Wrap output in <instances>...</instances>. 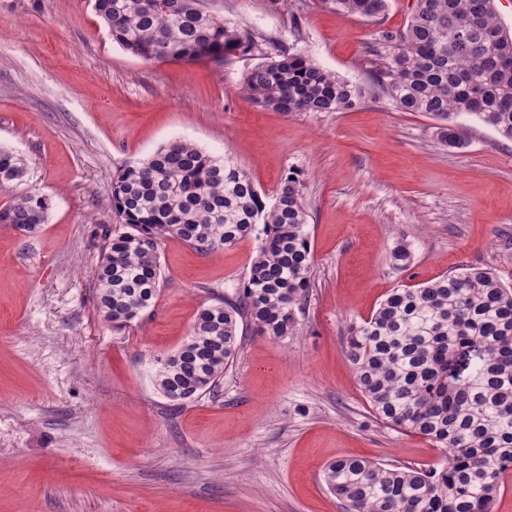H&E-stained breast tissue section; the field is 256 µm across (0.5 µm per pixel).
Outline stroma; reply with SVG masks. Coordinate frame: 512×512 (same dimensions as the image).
Masks as SVG:
<instances>
[{
	"label": "stroma",
	"mask_w": 512,
	"mask_h": 512,
	"mask_svg": "<svg viewBox=\"0 0 512 512\" xmlns=\"http://www.w3.org/2000/svg\"><path fill=\"white\" fill-rule=\"evenodd\" d=\"M204 7L258 50L226 65L146 60L112 40L93 0H0V147L29 167L0 205L30 190L49 203L33 234L0 224V512H345L328 463L445 460L373 415L344 344L392 289L469 267L512 286V141L467 118L465 145L448 147L435 120L374 84L367 48L377 29L406 26L412 0H388L379 19L312 0ZM282 45L364 102L283 113L246 99L244 75ZM173 140L231 153L267 202L297 173L313 256L298 336L241 325L217 386L180 406L155 389V361L234 296L255 240L202 254L166 239L149 317L116 332L94 308L101 235L119 222L113 182ZM403 238L401 270L390 253Z\"/></svg>",
	"instance_id": "1"
}]
</instances>
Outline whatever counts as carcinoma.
Returning a JSON list of instances; mask_svg holds the SVG:
<instances>
[{
	"mask_svg": "<svg viewBox=\"0 0 512 512\" xmlns=\"http://www.w3.org/2000/svg\"><path fill=\"white\" fill-rule=\"evenodd\" d=\"M388 0H313L344 16L375 18ZM112 40L146 59L226 63L258 48L250 32L202 0H94ZM370 54L379 86L403 112L439 122L446 145L465 144L463 116L512 140V35L495 0H414L405 28L376 31ZM243 91L277 112L356 108L362 89L302 53L280 48L248 71ZM28 178L26 159L0 149V188ZM120 224L105 231L96 306L115 330L149 314L160 288L159 252L176 237L200 253L255 236L257 251L236 296L199 311L190 338L157 360L160 393L181 405L210 389L240 350V322L277 338L296 335L312 276L303 185L285 177L266 205L229 155L217 159L175 140L122 168L112 186ZM47 199L26 192L0 208V224L28 233ZM407 268L409 242L391 252ZM345 354L376 418L444 451L432 468L355 458L330 463L327 488L348 512H492L512 473V287L487 269L395 288L351 327Z\"/></svg>",
	"mask_w": 512,
	"mask_h": 512,
	"instance_id": "carcinoma-1",
	"label": "carcinoma"
}]
</instances>
